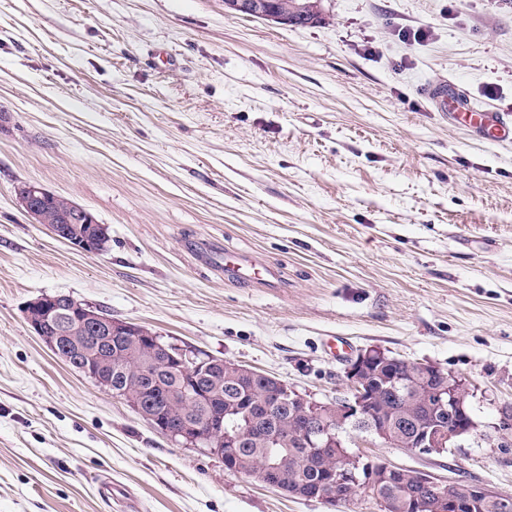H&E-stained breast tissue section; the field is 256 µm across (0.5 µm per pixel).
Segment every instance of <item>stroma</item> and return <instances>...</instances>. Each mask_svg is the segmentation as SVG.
<instances>
[{"label": "stroma", "mask_w": 512, "mask_h": 512, "mask_svg": "<svg viewBox=\"0 0 512 512\" xmlns=\"http://www.w3.org/2000/svg\"><path fill=\"white\" fill-rule=\"evenodd\" d=\"M323 8L284 27L224 0H0V512H348L156 432L35 335L42 294L323 402L359 350L433 364L478 430L441 454L349 446L512 493V141L425 94L453 81L512 121V0ZM24 182L89 209L109 251L30 223ZM219 250L274 283L212 271Z\"/></svg>", "instance_id": "35a3bbf8"}]
</instances>
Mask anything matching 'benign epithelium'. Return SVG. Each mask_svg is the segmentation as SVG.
I'll list each match as a JSON object with an SVG mask.
<instances>
[{
  "instance_id": "obj_1",
  "label": "benign epithelium",
  "mask_w": 512,
  "mask_h": 512,
  "mask_svg": "<svg viewBox=\"0 0 512 512\" xmlns=\"http://www.w3.org/2000/svg\"><path fill=\"white\" fill-rule=\"evenodd\" d=\"M320 9L321 0H310L299 10L286 7L280 10L271 6L270 0H224V14L229 18H258L283 26L296 25L308 16L315 18L320 15ZM18 197L31 223L45 225L55 237L81 252L100 253L96 240L81 236L72 238L64 229L66 223L97 224L98 220L88 209L36 183L18 191ZM23 314L33 332L56 356L102 390L127 402L155 431L175 442L188 446L205 445L212 453L233 459L238 448L260 435L271 446L315 448L324 457H334L344 453L346 425L366 421L368 435L383 444L399 446L396 433L387 423L370 419L373 402L389 398L400 404L404 400L403 393L396 387L381 384L373 388L370 385L371 364L385 357L380 349L361 351L348 361L344 369L346 392L331 401H317L282 380L270 378L261 402L270 411L288 406L292 411L293 427L275 422L258 434L251 424L232 430L224 428V411L213 403L214 392L220 389L221 382L209 374L210 367L217 365L225 370L227 385L234 386L240 376H250L254 374L253 370L212 355L206 357L191 346L164 342L157 332L114 319L65 295L42 294L25 303ZM91 332L112 338L119 348V366L125 372L121 389L112 390V377L102 371L96 354L97 345L89 336ZM415 367L438 377L439 385L422 389L420 393L423 401L438 410L441 419L433 427L415 432L409 447L420 454L453 448L461 438L477 429L476 421L467 411L473 392L465 381L434 365L417 362ZM162 368L181 379L179 387L166 396L170 411L181 414V421L176 426L154 407L144 388V384ZM398 472L400 468L383 461L362 480L352 467L339 472L333 470L314 497L336 504L346 493L359 489L387 512L390 502L379 496L378 489L382 482ZM254 475L267 485L288 492L286 462L266 464ZM422 484L426 493L417 499L421 509L446 508L448 512H461L481 499H492L500 512H512V494L469 482L452 481L446 486L428 478Z\"/></svg>"
}]
</instances>
